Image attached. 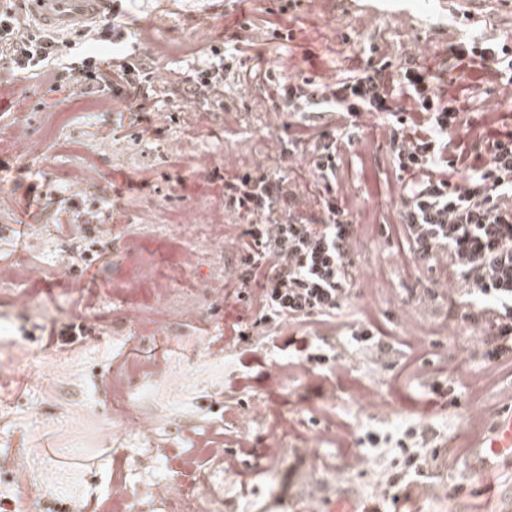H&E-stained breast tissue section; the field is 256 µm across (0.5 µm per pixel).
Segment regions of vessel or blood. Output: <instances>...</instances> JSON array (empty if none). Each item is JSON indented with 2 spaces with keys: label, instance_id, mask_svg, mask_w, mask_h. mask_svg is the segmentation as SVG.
<instances>
[{
  "label": "vessel or blood",
  "instance_id": "obj_1",
  "mask_svg": "<svg viewBox=\"0 0 512 512\" xmlns=\"http://www.w3.org/2000/svg\"><path fill=\"white\" fill-rule=\"evenodd\" d=\"M30 4L42 25L63 29L107 10L112 0H30ZM465 465L475 472L503 469L512 473V407L494 412L485 434L470 441Z\"/></svg>",
  "mask_w": 512,
  "mask_h": 512
}]
</instances>
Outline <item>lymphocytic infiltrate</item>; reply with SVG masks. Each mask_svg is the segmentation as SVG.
<instances>
[{
    "mask_svg": "<svg viewBox=\"0 0 512 512\" xmlns=\"http://www.w3.org/2000/svg\"><path fill=\"white\" fill-rule=\"evenodd\" d=\"M116 11L76 23L71 39L31 23L22 0H0V84L34 72L50 91L74 86L119 112H144L160 87L148 58L133 50ZM246 49L227 53L243 82L267 84L295 119L291 148L317 184V212L305 210L289 178L258 167L224 182L225 212L247 219L230 243L239 257L237 297L259 313L271 335L300 323L334 319L350 297L355 275L350 249L355 226L336 196L342 147L353 145L360 121L381 116L393 154L400 223L414 260L434 273L450 304L471 308L479 354L488 363L512 357V114L488 104L479 119L461 121L459 90L389 59L323 83L276 75L244 64ZM452 56L465 64L472 86L497 85L512 99V44L501 37L463 35ZM223 62L195 67L171 87L187 103H219ZM340 115L344 128L312 123L310 113ZM315 366L322 378L343 372L342 357L325 337L306 336L289 368ZM436 448L405 458L387 472L380 496L426 478Z\"/></svg>",
    "mask_w": 512,
    "mask_h": 512,
    "instance_id": "lymphocytic-infiltrate-1",
    "label": "lymphocytic infiltrate"
}]
</instances>
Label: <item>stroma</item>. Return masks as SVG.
<instances>
[{
    "instance_id": "stroma-1",
    "label": "stroma",
    "mask_w": 512,
    "mask_h": 512,
    "mask_svg": "<svg viewBox=\"0 0 512 512\" xmlns=\"http://www.w3.org/2000/svg\"><path fill=\"white\" fill-rule=\"evenodd\" d=\"M279 6L280 0H125L118 22L168 82L223 57L225 47L239 41L250 44L251 65L329 82L364 65L369 44L376 43L403 66H424L466 88L460 109L467 117L499 98L492 86L470 88L455 68L449 47L460 31L455 16H442L439 7L421 11L412 0H386L377 11L354 0H304L282 17L283 26L296 30L295 40L273 39L261 25L239 28L241 14ZM472 9L480 16L477 31L512 37V0H474ZM45 91L27 74L0 88V128L19 118L25 131L22 143L0 149V257L13 269L37 266L45 273L38 282L0 279V365L8 368L0 377L1 501L14 504L16 490L29 485V469L39 468L53 484L31 500L32 512H51L76 496L98 512H112L117 469L139 489L178 481L188 491L197 478L209 479L224 498V512H307L347 494L372 503L379 478L398 459L395 442L405 427L421 428L426 446L449 440L460 448L473 431V414L512 404V367L479 396L463 389L456 403L429 409L422 385L401 377L413 353L397 340L410 331L444 375L463 380L481 373L484 362L463 308H449L425 268L396 263V241L378 230L395 223L399 202L389 147L372 135L375 117H364L365 143L345 151L338 172L358 226L350 253L356 292L339 318L367 320L387 346L347 355L343 377L324 394L317 375L280 378L289 337L264 342V326L237 299L238 256L210 237L215 224L230 236L245 227L224 213V181L216 172L225 163L299 166V156L281 154L288 138L282 100L266 96L264 85H240L228 70L223 109L199 108L187 118L175 99L140 113L130 128L120 126L117 113L88 108L77 88L54 93L55 108L42 107ZM33 176L48 197L30 205L24 185ZM75 184L84 207L97 213L87 239L102 241L108 254L77 284L54 276L75 246L54 227L51 201ZM176 218L182 223L177 234L168 229ZM183 245L198 250L190 273L172 258ZM26 295L40 310L23 308ZM189 307L196 321H187ZM46 319L81 322L86 332L74 344L47 345L33 336ZM244 328L251 331L246 341L236 336ZM190 340L222 341L219 379L184 364L179 349ZM17 345L24 358H15ZM54 354L63 357L57 369L45 362ZM159 355L171 367L167 382L146 397L145 379L135 373L125 393H113L111 367ZM139 400L158 412L157 436L169 446L168 456H153L138 435L106 433L113 413ZM246 415L253 421L244 432L239 420ZM272 418L287 419L289 447L274 471L267 462ZM341 422L351 424L356 439L367 432L382 437L361 470L344 469L348 454L359 449L356 439L343 448L328 440ZM217 432L223 460L199 452L196 475H182L180 453ZM314 438L322 463L316 473L302 452ZM440 481L442 494L414 488L380 512H502L507 505L504 476L470 475L462 460Z\"/></svg>"
}]
</instances>
